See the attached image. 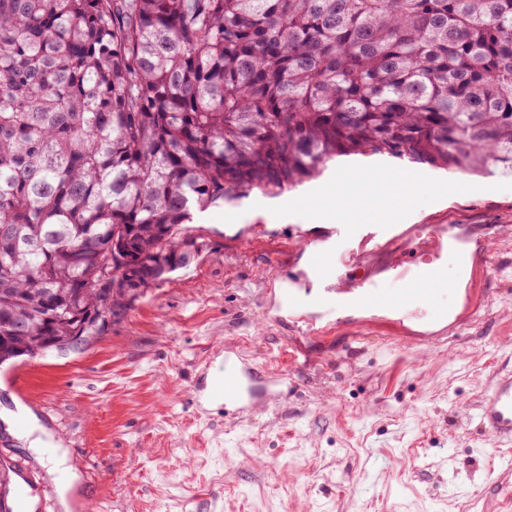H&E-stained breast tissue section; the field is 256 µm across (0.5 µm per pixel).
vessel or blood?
Segmentation results:
<instances>
[{
  "mask_svg": "<svg viewBox=\"0 0 512 512\" xmlns=\"http://www.w3.org/2000/svg\"><path fill=\"white\" fill-rule=\"evenodd\" d=\"M334 253V240L329 235L307 249L308 270L315 279L342 280L343 275L336 266ZM398 268V289L385 294L373 288L371 283L363 281L358 283L352 298L336 299V307L346 308L353 303L378 304L404 321L411 318L414 303L434 306L454 286L453 281L445 276L442 267L435 263L423 266L417 261L407 260L399 262ZM244 394L241 373L234 365L226 366L221 375L202 383L196 391L197 397H211L227 403L241 401ZM477 411L485 432L501 443L512 444V369L496 372L491 387L478 398Z\"/></svg>",
  "mask_w": 512,
  "mask_h": 512,
  "instance_id": "vessel-or-blood-1",
  "label": "vessel or blood"
}]
</instances>
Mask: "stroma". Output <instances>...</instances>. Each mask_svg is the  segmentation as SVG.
Here are the masks:
<instances>
[{"instance_id":"obj_1","label":"stroma","mask_w":512,"mask_h":512,"mask_svg":"<svg viewBox=\"0 0 512 512\" xmlns=\"http://www.w3.org/2000/svg\"><path fill=\"white\" fill-rule=\"evenodd\" d=\"M336 223L407 234L395 246L340 239L347 285L396 288L392 265L410 251L426 263L441 224L461 236L445 274L484 263L487 277L463 279L444 319L337 316L299 275L304 244ZM189 227L199 258L104 338L0 371V420L32 479L16 490L24 512H512V445L476 409L512 368V176L416 163L366 193L320 175L194 211ZM406 334L420 344L392 353ZM228 348L276 392L247 415L189 401ZM23 415L64 464L30 448Z\"/></svg>"}]
</instances>
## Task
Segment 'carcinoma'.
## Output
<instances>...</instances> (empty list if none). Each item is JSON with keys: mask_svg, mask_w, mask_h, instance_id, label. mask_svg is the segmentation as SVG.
Wrapping results in <instances>:
<instances>
[{"mask_svg": "<svg viewBox=\"0 0 512 512\" xmlns=\"http://www.w3.org/2000/svg\"><path fill=\"white\" fill-rule=\"evenodd\" d=\"M352 155L512 175V0H0V367Z\"/></svg>", "mask_w": 512, "mask_h": 512, "instance_id": "carcinoma-1", "label": "carcinoma"}]
</instances>
